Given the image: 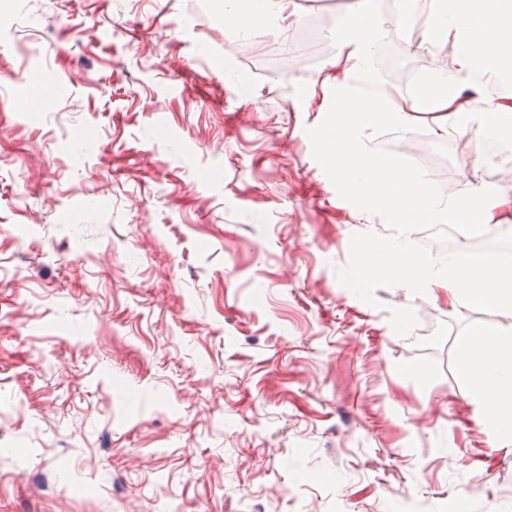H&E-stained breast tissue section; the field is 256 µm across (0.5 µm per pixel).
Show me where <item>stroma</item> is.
Here are the masks:
<instances>
[{"label":"stroma","instance_id":"1","mask_svg":"<svg viewBox=\"0 0 512 512\" xmlns=\"http://www.w3.org/2000/svg\"><path fill=\"white\" fill-rule=\"evenodd\" d=\"M350 2L243 37L211 0H0V512H512L456 345L512 317L353 276L398 228L302 101ZM488 138L369 145L512 192Z\"/></svg>","mask_w":512,"mask_h":512}]
</instances>
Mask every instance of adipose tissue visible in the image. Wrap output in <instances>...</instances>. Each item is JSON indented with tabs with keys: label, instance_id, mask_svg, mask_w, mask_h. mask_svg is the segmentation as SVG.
<instances>
[{
	"label": "adipose tissue",
	"instance_id": "obj_1",
	"mask_svg": "<svg viewBox=\"0 0 512 512\" xmlns=\"http://www.w3.org/2000/svg\"><path fill=\"white\" fill-rule=\"evenodd\" d=\"M214 6L223 11L225 27L244 34L261 25L282 28L296 21L292 0H214ZM405 22L408 29L422 31L426 43L450 48L454 75L419 90L403 108L394 107L386 96L354 91L353 80L369 71L384 35L370 0H359L342 22L344 42L324 66L319 86L304 99L305 111L330 115L318 127L316 148L355 206L382 207L394 223H500L512 212V195H491L469 183L452 195L438 194L403 157L373 151L368 132L386 124L410 133L416 114L431 112L433 136H445L449 126L475 119L511 152L512 93L500 94L483 110L477 109L476 101L482 94V77L512 80V0H430L424 9H410ZM359 251V280L389 276L413 291L443 294L452 306L467 303L512 313L511 261L463 248L450 255L446 270L439 272L417 257L400 235L360 243ZM457 349L491 445L512 446V327H476L458 337Z\"/></svg>",
	"mask_w": 512,
	"mask_h": 512
}]
</instances>
